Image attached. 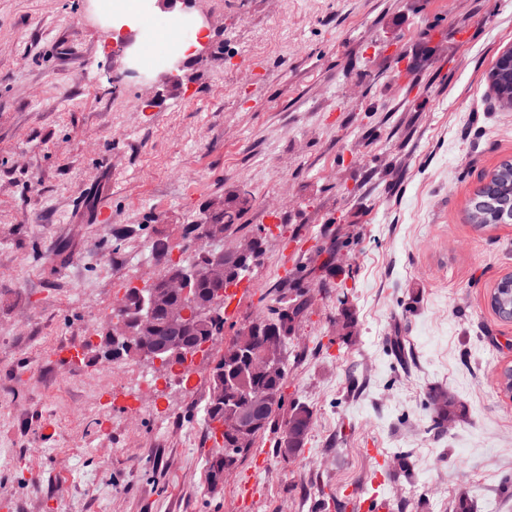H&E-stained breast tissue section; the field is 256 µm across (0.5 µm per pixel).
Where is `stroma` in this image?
<instances>
[{
  "mask_svg": "<svg viewBox=\"0 0 512 512\" xmlns=\"http://www.w3.org/2000/svg\"><path fill=\"white\" fill-rule=\"evenodd\" d=\"M197 10L209 55L147 83L90 0H0V512H345L352 487L390 512H452L463 491L472 512H512V320L490 304L512 223L468 219L512 162V107L488 83L512 0ZM237 190L269 233L198 385L131 396L89 349L96 315L140 283L125 258ZM283 283L302 307L285 402L313 426L288 459L276 416L212 485L209 370ZM436 389L464 407L445 431Z\"/></svg>",
  "mask_w": 512,
  "mask_h": 512,
  "instance_id": "obj_1",
  "label": "stroma"
}]
</instances>
